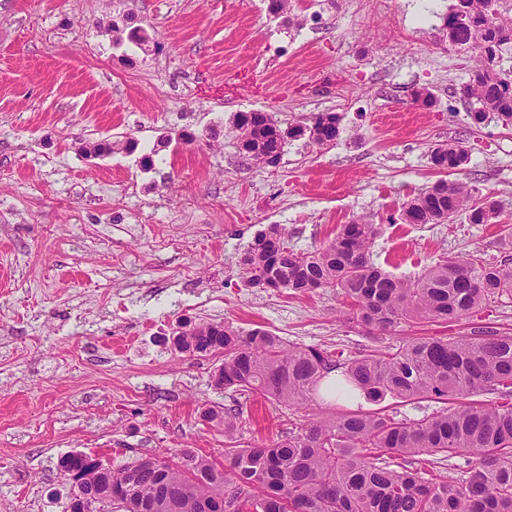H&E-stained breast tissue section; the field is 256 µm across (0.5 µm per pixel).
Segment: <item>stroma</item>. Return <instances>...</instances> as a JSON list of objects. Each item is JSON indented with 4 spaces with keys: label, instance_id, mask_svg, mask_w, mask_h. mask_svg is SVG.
Segmentation results:
<instances>
[{
    "label": "stroma",
    "instance_id": "obj_1",
    "mask_svg": "<svg viewBox=\"0 0 512 512\" xmlns=\"http://www.w3.org/2000/svg\"><path fill=\"white\" fill-rule=\"evenodd\" d=\"M451 3L424 19L420 0H291L287 25L269 0H0V512H63L59 462L74 451L111 465L182 449L223 460L207 409L248 403L239 439L269 444L368 406L215 389L221 355L167 345L181 323L261 328L348 358L478 327L512 334V303L370 333L345 322L337 290L265 291L239 271L269 225L308 252L358 215L378 226L372 263L397 277L466 251L512 255V124L475 122L462 99L472 61L441 30ZM269 42L287 56L265 54ZM420 89L433 106L414 102ZM254 110L283 129L333 112L339 133L322 148L287 139L262 167L233 133ZM104 142L111 153L94 155ZM457 142L468 160L453 177L497 200L496 223H406L403 203L439 177L432 149Z\"/></svg>",
    "mask_w": 512,
    "mask_h": 512
}]
</instances>
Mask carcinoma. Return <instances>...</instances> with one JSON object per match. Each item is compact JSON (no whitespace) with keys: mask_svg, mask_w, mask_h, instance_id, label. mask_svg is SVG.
I'll list each match as a JSON object with an SVG mask.
<instances>
[{"mask_svg":"<svg viewBox=\"0 0 512 512\" xmlns=\"http://www.w3.org/2000/svg\"><path fill=\"white\" fill-rule=\"evenodd\" d=\"M489 0H456L444 17L448 42L470 54L472 79L464 99L478 104L473 119L493 115L512 120V70H500L503 47L512 44V17L490 12ZM470 24L457 26L458 13ZM233 129L242 151L257 164H279L285 140L265 112H240ZM339 133L338 116L320 113L312 124L288 129L327 145ZM468 160L459 144L431 151L442 173ZM487 224L496 202L458 180L439 179L403 206L415 224H448L460 215ZM377 225L363 216L344 224L336 236L311 252L288 246V230L272 224L240 258L246 283L293 292L336 288L349 306L348 320L368 330L392 331L413 319L446 324L484 306L512 299V260L486 263L468 252L438 260L414 279L375 267L370 249ZM182 352L221 354L216 385L257 394L299 408L323 390L362 396L379 405L370 411L326 415L303 424L273 445L244 444L236 437L243 406L208 411L207 421L224 420V461L190 449L172 459L98 469L80 455L61 459L64 473L79 478L69 499L89 495L85 509L107 493L123 502L122 512H512V335L475 330L455 340L420 337L384 354L343 352L287 345L262 329L244 332L230 324H196L180 334ZM342 370L336 381L330 375ZM488 392L498 401L473 396ZM387 400L422 401L441 408L420 419L396 418ZM460 457L466 476L433 480L417 467L423 456Z\"/></svg>","mask_w":512,"mask_h":512,"instance_id":"1","label":"carcinoma"}]
</instances>
